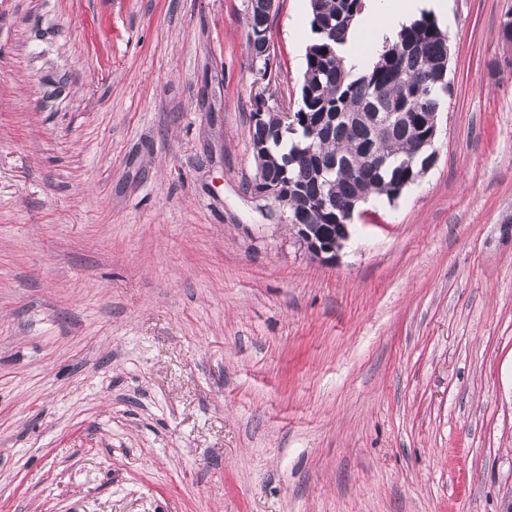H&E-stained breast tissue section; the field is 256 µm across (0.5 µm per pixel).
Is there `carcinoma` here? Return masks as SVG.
Here are the masks:
<instances>
[{
    "instance_id": "1",
    "label": "carcinoma",
    "mask_w": 512,
    "mask_h": 512,
    "mask_svg": "<svg viewBox=\"0 0 512 512\" xmlns=\"http://www.w3.org/2000/svg\"><path fill=\"white\" fill-rule=\"evenodd\" d=\"M310 7L316 38L306 48L294 119L281 124L256 98V111L264 118L250 129L252 150L263 176L291 185V223L341 224L363 196L394 200L430 168L420 145L432 130L424 118L440 111L449 91V39L433 17L424 15L355 75L337 46L345 42L362 0H310ZM246 27L249 55L266 70L267 0H250ZM384 112H402L406 120L378 132L370 115Z\"/></svg>"
}]
</instances>
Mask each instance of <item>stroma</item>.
<instances>
[{"label":"stroma","mask_w":512,"mask_h":512,"mask_svg":"<svg viewBox=\"0 0 512 512\" xmlns=\"http://www.w3.org/2000/svg\"><path fill=\"white\" fill-rule=\"evenodd\" d=\"M0 0V512H501L512 0H448L438 158L334 260L249 185L310 0ZM268 0H251L247 17L246 45L252 62H262L267 72L270 58ZM263 54H266L262 56Z\"/></svg>","instance_id":"obj_1"}]
</instances>
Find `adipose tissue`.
<instances>
[{
	"mask_svg": "<svg viewBox=\"0 0 512 512\" xmlns=\"http://www.w3.org/2000/svg\"><path fill=\"white\" fill-rule=\"evenodd\" d=\"M368 10L382 14V23L374 26L369 21H361L356 32L341 46L346 62L359 68L366 66L367 52L393 40L401 26L421 11L429 10L439 17H447L448 0H368Z\"/></svg>",
	"mask_w": 512,
	"mask_h": 512,
	"instance_id": "adipose-tissue-1",
	"label": "adipose tissue"
}]
</instances>
